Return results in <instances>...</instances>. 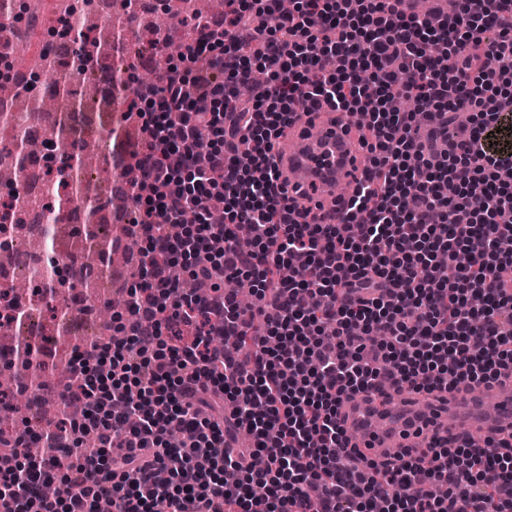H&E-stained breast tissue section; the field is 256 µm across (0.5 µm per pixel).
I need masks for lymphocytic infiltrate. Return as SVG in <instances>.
<instances>
[{
	"label": "lymphocytic infiltrate",
	"instance_id": "lymphocytic-infiltrate-1",
	"mask_svg": "<svg viewBox=\"0 0 512 512\" xmlns=\"http://www.w3.org/2000/svg\"><path fill=\"white\" fill-rule=\"evenodd\" d=\"M448 2L434 25L387 0H224L220 26L138 91L154 105L132 155L141 277L115 342L74 355L83 416L0 437V512H512V442L455 437L386 462L336 418L375 387L512 371V93L494 89L512 76V0ZM323 104L358 117L369 152L351 224L309 222L273 160ZM184 168L189 192L173 187ZM239 277L246 308L195 288ZM184 323L193 340L172 342ZM31 441L46 455L16 467Z\"/></svg>",
	"mask_w": 512,
	"mask_h": 512
}]
</instances>
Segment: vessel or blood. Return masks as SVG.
Segmentation results:
<instances>
[{"mask_svg": "<svg viewBox=\"0 0 512 512\" xmlns=\"http://www.w3.org/2000/svg\"><path fill=\"white\" fill-rule=\"evenodd\" d=\"M304 127V120L295 122L290 144L275 147V162L289 185L322 203L334 223H344L346 212L335 209L334 201L351 195L364 169L355 120L325 107L314 114L313 132ZM338 418L360 451L373 457L427 447L454 436L460 425L469 430L470 443L482 447L491 438H512V374L488 385L400 401L391 388L371 390L343 401Z\"/></svg>", "mask_w": 512, "mask_h": 512, "instance_id": "vessel-or-blood-1", "label": "vessel or blood"}]
</instances>
